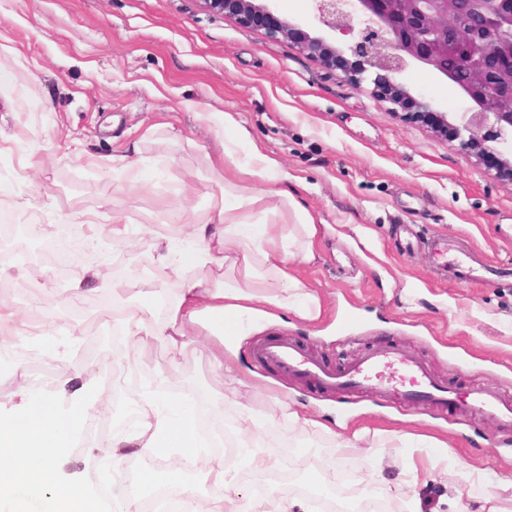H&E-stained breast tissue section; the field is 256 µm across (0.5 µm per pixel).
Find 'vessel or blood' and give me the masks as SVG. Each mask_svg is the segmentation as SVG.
<instances>
[{
  "instance_id": "b4317fda",
  "label": "vessel or blood",
  "mask_w": 512,
  "mask_h": 512,
  "mask_svg": "<svg viewBox=\"0 0 512 512\" xmlns=\"http://www.w3.org/2000/svg\"><path fill=\"white\" fill-rule=\"evenodd\" d=\"M259 356L264 362L307 377L331 392L391 393L399 402L416 408L488 414L503 429L512 430V399L479 386L458 390L430 376L421 362L399 349L372 350L340 369L306 358L301 350L285 341L261 346Z\"/></svg>"
}]
</instances>
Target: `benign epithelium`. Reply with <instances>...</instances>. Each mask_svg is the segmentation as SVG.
Returning <instances> with one entry per match:
<instances>
[{
  "mask_svg": "<svg viewBox=\"0 0 512 512\" xmlns=\"http://www.w3.org/2000/svg\"><path fill=\"white\" fill-rule=\"evenodd\" d=\"M314 18L331 31L354 35L350 75L372 69L373 93L391 111L423 121L439 133L453 132L460 149L479 160L494 158L512 182V0H313ZM204 8L265 35L283 37L299 52L336 68L340 50L280 18L255 0H201ZM421 64L453 83L468 102L455 113L439 111L428 94L413 95L394 82Z\"/></svg>",
  "mask_w": 512,
  "mask_h": 512,
  "instance_id": "1",
  "label": "benign epithelium"
}]
</instances>
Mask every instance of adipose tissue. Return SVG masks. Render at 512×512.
Segmentation results:
<instances>
[{
	"label": "adipose tissue",
	"instance_id": "ef3b65f1",
	"mask_svg": "<svg viewBox=\"0 0 512 512\" xmlns=\"http://www.w3.org/2000/svg\"><path fill=\"white\" fill-rule=\"evenodd\" d=\"M214 120L226 132L223 158L239 175L266 179L268 186L255 189L228 180L205 207L179 208L174 217L186 226V237L159 243L153 260L187 279L169 305H162L158 294L143 295L122 326L134 342L153 340L174 357L184 352L189 337L215 341L210 368L226 385L238 377L224 360V346L246 335L249 321L273 318L282 309L310 322L321 317L319 296L293 275L290 258L313 260L323 227L297 207L284 187L279 161L258 146H246L248 133L234 114L218 113ZM277 214L292 216V223H274ZM160 309L165 312L161 318L156 315ZM17 396L15 409L0 412V492L24 502L28 512H100L86 487L62 481L55 462L107 405L103 388L91 378L74 386L62 371L54 389L28 384ZM136 415L135 432L112 434L108 445L94 448L95 457L109 464L117 461V449L132 445L151 458L189 461L223 485V495L210 496L185 486L180 475L170 476L167 485L179 496L183 512H267V499L238 486L225 473L223 457L204 449L190 395L170 400L145 393ZM389 444L407 460L404 481L409 485L418 484L422 475L417 458L431 462L448 456L445 443L424 435L395 432Z\"/></svg>",
	"mask_w": 512,
	"mask_h": 512
}]
</instances>
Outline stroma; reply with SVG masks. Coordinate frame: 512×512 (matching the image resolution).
<instances>
[{
    "mask_svg": "<svg viewBox=\"0 0 512 512\" xmlns=\"http://www.w3.org/2000/svg\"><path fill=\"white\" fill-rule=\"evenodd\" d=\"M0 44L18 55L0 54V71L28 87V102H11L0 86V134L13 152L0 155V211L26 225L19 256L0 268L14 293L4 303L29 331L53 334L54 349L4 333L12 350L0 358V403L17 401L20 383L56 377L67 369L83 379L95 366L122 377L150 376L162 391L194 392L207 413L237 421L246 402L266 425L257 439L280 458L315 450L328 465H348L356 486H367L364 453L390 459V432L421 433L448 445L447 461L414 488L386 495L390 512H450L442 470L464 464L489 468L510 485L499 490L512 512V441L486 415H455L415 409L389 396L350 399L316 389L307 379L265 364L257 349L281 339L307 356L340 368L376 347H395L418 358L437 378L466 387L482 383L512 397V275L474 278L446 272L424 249L444 234L459 252L479 254L486 266H512V181L498 176L459 143L420 120L388 111L372 93L373 72L350 77L344 66L329 70L283 38H268L207 11L200 0H0ZM398 80L410 93L430 91L439 105L457 89L426 67L415 65ZM214 112L237 113L251 138L279 158L297 203L330 232L319 237L311 262L294 260V275L323 303L317 322L296 313L263 324L237 353L241 384L221 386L213 377L206 341L191 343L177 363L159 345L117 361L116 314L136 310L142 294L162 292L173 301L182 282L158 275L151 258L157 236L179 238L180 225L167 211L204 206L221 194L232 166L213 171ZM158 132L143 134L150 126ZM181 130V141L165 129ZM36 146L42 160L25 172L23 157ZM142 160L146 179L128 191L112 180V158ZM121 210L139 228L135 248L104 237L86 246L81 263L96 277L81 301L67 300L76 270L41 268L39 278H18L30 269L29 252L56 234L58 224L80 211L108 223ZM84 316L92 336H71L69 317ZM351 318L341 335L337 323ZM302 418L327 425L315 432L282 417L281 402ZM81 449L58 463L64 480L105 486L125 483V471L103 476L90 448L107 444L100 421H125L121 400L110 398L96 413ZM359 429L358 447L349 430Z\"/></svg>",
    "mask_w": 512,
    "mask_h": 512,
    "instance_id": "obj_1",
    "label": "stroma"
}]
</instances>
